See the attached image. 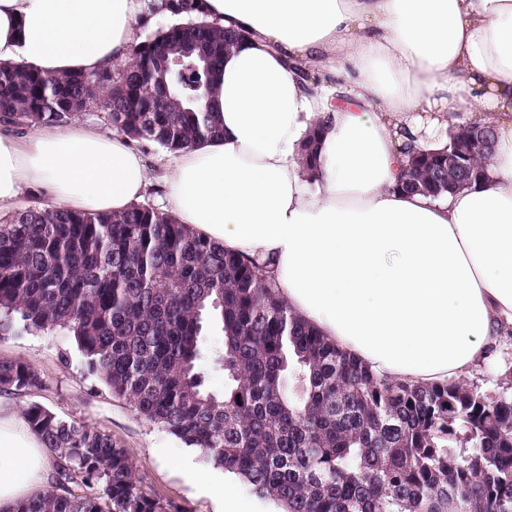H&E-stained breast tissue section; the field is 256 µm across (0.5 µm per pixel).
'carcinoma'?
I'll return each instance as SVG.
<instances>
[{
    "instance_id": "cac0c4a2",
    "label": "carcinoma",
    "mask_w": 512,
    "mask_h": 512,
    "mask_svg": "<svg viewBox=\"0 0 512 512\" xmlns=\"http://www.w3.org/2000/svg\"><path fill=\"white\" fill-rule=\"evenodd\" d=\"M234 42L195 22L132 48L118 75L44 74L0 63V119L62 124L91 108L136 142L169 151L217 138L207 97ZM210 58L205 65L198 52ZM423 152L405 192L481 178ZM68 331L113 395L284 512H512V393L464 381L380 377L302 320L261 269L166 213L26 210L0 226V335ZM223 336L206 383L205 328ZM44 388L27 363L0 360V392ZM51 453V485L12 512H184L150 493L112 436L24 411Z\"/></svg>"
}]
</instances>
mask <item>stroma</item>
Instances as JSON below:
<instances>
[{
	"label": "stroma",
	"mask_w": 512,
	"mask_h": 512,
	"mask_svg": "<svg viewBox=\"0 0 512 512\" xmlns=\"http://www.w3.org/2000/svg\"><path fill=\"white\" fill-rule=\"evenodd\" d=\"M0 360L30 364L43 378L45 388L33 394L12 396L13 405L26 408L37 402L67 420H78L111 434L126 448L138 477L157 494L180 504L185 512H214L212 500L190 485L167 459L190 454L196 469L224 477L223 469L207 464L198 451L189 450L161 425L138 414L129 401L118 398L91 372L85 355L67 331L45 332L16 328L0 336ZM483 390L495 393L512 388V334L503 337L498 356L475 366L469 376ZM165 449L159 461L157 449Z\"/></svg>",
	"instance_id": "stroma-1"
}]
</instances>
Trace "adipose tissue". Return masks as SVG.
Segmentation results:
<instances>
[{"instance_id":"adipose-tissue-1","label":"adipose tissue","mask_w":512,"mask_h":512,"mask_svg":"<svg viewBox=\"0 0 512 512\" xmlns=\"http://www.w3.org/2000/svg\"><path fill=\"white\" fill-rule=\"evenodd\" d=\"M249 37L226 53L211 108L224 135L164 176L179 223L263 267L289 306L373 371L460 380L512 326V0H196ZM144 0H0V61L91 75L128 62ZM492 122L479 184L441 198L398 187L417 152ZM318 132L317 165L299 149ZM152 183L121 134L76 121L0 133V210L30 187L49 208L118 214ZM219 512H252L182 459ZM50 457L0 402V512L50 482Z\"/></svg>"}]
</instances>
